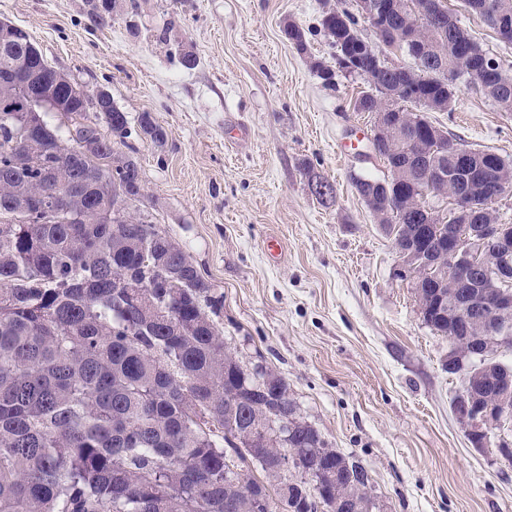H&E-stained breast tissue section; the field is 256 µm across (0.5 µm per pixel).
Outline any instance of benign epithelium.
Returning a JSON list of instances; mask_svg holds the SVG:
<instances>
[{
	"label": "benign epithelium",
	"mask_w": 512,
	"mask_h": 512,
	"mask_svg": "<svg viewBox=\"0 0 512 512\" xmlns=\"http://www.w3.org/2000/svg\"><path fill=\"white\" fill-rule=\"evenodd\" d=\"M413 14L426 20L439 9L436 0H414ZM497 21L500 39L512 41V23L493 8H488ZM374 101L378 106L376 129L400 126L404 115L386 111L385 89L372 83ZM440 142L438 134L417 137L407 141L402 149L406 162L404 168L426 166L425 184L416 197L419 210L426 220L435 217L448 219L447 248L433 253L418 245L423 240L424 229H411L407 240L396 245L401 258L400 275L414 281L416 299L421 315L429 306L438 314L448 316L452 333L448 339L455 347L470 349L480 360L495 357L512 344V337L505 332L496 333L493 320L512 313V225L499 221L492 224H459L457 218L478 211L476 197L465 190L448 194L440 190L443 170L433 161L428 143ZM496 256L488 262V253ZM480 278L485 287L494 291L490 300L483 289H470L472 280ZM457 281L459 290L453 295L446 293L448 282ZM492 384L496 389L512 391V372L502 370L494 375L480 370L465 375V387L458 392L453 403L456 420L465 428L467 440L482 447L495 445L504 458L512 459V440L507 431L512 426V414L499 410L483 401L484 386Z\"/></svg>",
	"instance_id": "benign-epithelium-1"
}]
</instances>
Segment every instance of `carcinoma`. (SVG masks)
Segmentation results:
<instances>
[{
    "instance_id": "cac0c4a2",
    "label": "carcinoma",
    "mask_w": 512,
    "mask_h": 512,
    "mask_svg": "<svg viewBox=\"0 0 512 512\" xmlns=\"http://www.w3.org/2000/svg\"><path fill=\"white\" fill-rule=\"evenodd\" d=\"M490 2L512 20V0H464L486 24ZM385 45L421 60L417 89L408 95L389 70L372 73L407 114L391 134L395 144L430 123L406 107L452 110L457 84H473L502 112H512V76L474 42L440 5L436 19L414 27L401 9L410 0H382ZM112 3H92L89 17L104 25ZM358 3L323 5L321 30L338 62L368 71L371 60L355 44ZM282 33L307 51L305 32L286 23ZM37 70L53 89L42 104L25 91ZM71 79L34 53L20 29L0 34V512H263L258 497L278 512H358L371 477L360 463L327 447L300 422L285 444L268 429L271 447L241 437L255 422L296 415L288 383L264 390L248 369L224 372L219 318L224 294L169 234L131 209L141 196L136 159L114 151L132 129L113 102L91 106L72 95ZM53 112L70 121L48 123ZM139 132L165 142L149 112ZM475 176L491 164L508 174L499 155L464 147ZM451 176L455 161L434 150ZM373 191L370 211L390 236L419 223L416 201L403 195L398 215L384 214L381 180L354 178ZM294 456L301 481L279 476L274 490L239 460L273 469L280 451Z\"/></svg>"
}]
</instances>
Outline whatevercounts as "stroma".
<instances>
[{
	"label": "stroma",
	"mask_w": 512,
	"mask_h": 512,
	"mask_svg": "<svg viewBox=\"0 0 512 512\" xmlns=\"http://www.w3.org/2000/svg\"><path fill=\"white\" fill-rule=\"evenodd\" d=\"M112 4L100 27L88 0H0V20L78 85L109 92L130 122L149 112L164 128L163 145L129 140L137 209L223 293L227 348L286 379L298 416L367 468L381 512H512V463L468 443L451 410L461 380L443 366L448 340L424 323L392 237L353 184L387 170L336 152L371 136L374 116L351 106L364 80L340 71L330 90L310 67L333 61L321 0ZM446 4L512 74V44L463 0ZM288 21L307 33V52L284 39ZM188 51L190 69L178 59ZM425 118L512 162V113L465 83L452 111ZM239 122L249 135L238 142ZM313 174L333 199L312 194ZM272 238L281 257L266 250Z\"/></svg>",
	"instance_id": "35a3bbf8"
}]
</instances>
